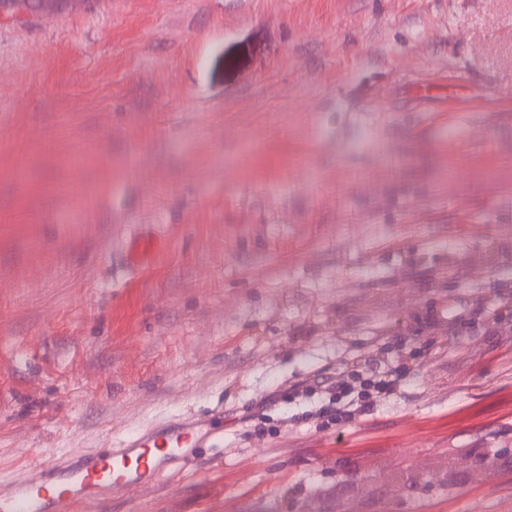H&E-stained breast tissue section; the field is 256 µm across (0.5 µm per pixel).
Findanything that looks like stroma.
<instances>
[{
	"instance_id": "35a3bbf8",
	"label": "stroma",
	"mask_w": 512,
	"mask_h": 512,
	"mask_svg": "<svg viewBox=\"0 0 512 512\" xmlns=\"http://www.w3.org/2000/svg\"><path fill=\"white\" fill-rule=\"evenodd\" d=\"M218 412L107 512H512V0L0 18V482ZM398 378H389L388 373L375 375L360 382V389L356 396L349 398L354 393V387L343 375L317 376L306 386L308 391H321L330 395L329 404L323 413L334 415L336 421H349L355 415L365 414L375 403L374 398L391 394L396 390ZM375 395V396H374Z\"/></svg>"
}]
</instances>
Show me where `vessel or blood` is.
I'll list each match as a JSON object with an SVG mask.
<instances>
[{
    "mask_svg": "<svg viewBox=\"0 0 512 512\" xmlns=\"http://www.w3.org/2000/svg\"><path fill=\"white\" fill-rule=\"evenodd\" d=\"M224 436L223 420H167L126 437L118 448L48 457L37 469L0 484V512H86L92 502H111L133 487L158 483L189 460L194 448Z\"/></svg>",
    "mask_w": 512,
    "mask_h": 512,
    "instance_id": "vessel-or-blood-1",
    "label": "vessel or blood"
}]
</instances>
